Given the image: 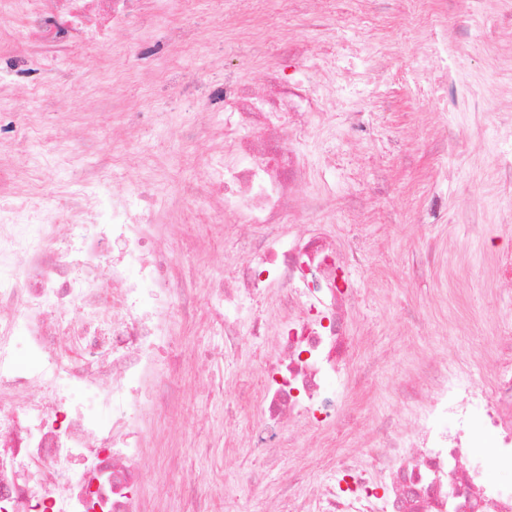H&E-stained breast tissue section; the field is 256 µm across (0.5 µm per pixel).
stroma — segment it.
<instances>
[{
    "mask_svg": "<svg viewBox=\"0 0 512 512\" xmlns=\"http://www.w3.org/2000/svg\"><path fill=\"white\" fill-rule=\"evenodd\" d=\"M182 25L204 51L178 59L167 81L135 62L132 76L144 93L120 103L95 83L107 57L32 66L0 50L4 109L39 112L42 125L61 135L57 101L78 102L79 121L100 131L97 153L122 155L113 186L137 172L140 156L151 155L169 170L157 187L168 200L205 179L209 151L183 148L153 113L191 123L194 86L223 82L230 66L261 83L277 62L282 33L263 27L260 55L245 44L214 41L219 19L207 0ZM287 31L306 47L301 64L336 58V105L312 132L313 178L299 193H329L336 234L359 233L366 250L352 270L359 298L350 329L353 365L368 373L340 389L352 423L301 434L273 466L239 446L244 420L260 402L258 389L232 391L221 401L196 369H184L176 406L143 451L142 493L158 512H183L187 472L219 488L212 512H267L282 503L285 479L296 472L306 477L300 493L327 481L332 462L370 440L366 422L406 413L400 387L420 364L468 365L476 385L488 388L499 329L512 323V288L500 274L512 263V0H418L409 8L402 0H336L332 20L307 0ZM31 84L43 85L46 98H26ZM120 104L143 119L132 138L117 144L112 127ZM274 349L271 339L247 336L233 359L211 369L230 385L240 378L254 383ZM240 465L265 486V498L237 486Z\"/></svg>",
    "mask_w": 512,
    "mask_h": 512,
    "instance_id": "35a3bbf8",
    "label": "stroma"
}]
</instances>
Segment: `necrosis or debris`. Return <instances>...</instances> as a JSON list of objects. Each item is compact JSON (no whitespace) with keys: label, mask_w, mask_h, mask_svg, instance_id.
<instances>
[{"label":"necrosis or debris","mask_w":512,"mask_h":512,"mask_svg":"<svg viewBox=\"0 0 512 512\" xmlns=\"http://www.w3.org/2000/svg\"><path fill=\"white\" fill-rule=\"evenodd\" d=\"M192 0H0V40L10 22L25 26L30 57L108 56L104 83L120 92L126 61L147 54L153 33L142 22L184 13ZM223 37L259 47L244 18L264 0H210ZM300 52L282 34L277 66L261 85L227 72L211 86L191 124L171 121L186 145L212 143L210 175L182 190L201 205L199 221L221 237L224 276L211 292L217 354L234 357L243 331L273 337L275 353L259 377L262 405L247 420L250 456H275L301 432H322L345 418L336 385L352 358L347 329L358 300L351 270L361 251L332 229L336 206L297 197L311 177L312 129L336 100V62L289 69ZM66 139L48 137L34 112L0 120V512H148L136 460L146 446L141 421L173 408L181 370L200 356L165 345L173 322L194 316L198 272L183 245L165 249L178 203H161L148 185L111 189L117 156L85 164L93 138L60 102ZM224 113L223 125L210 120ZM28 146L25 166L9 156ZM80 168L78 185L46 174ZM251 225L225 237V223ZM308 229L293 234L289 225ZM263 294L274 323L250 316ZM408 419L392 416L364 461L339 460L328 483L288 502V512H512V484L487 477L512 470V327L497 343L489 389L431 360L404 384ZM494 451L472 455L474 429ZM93 453V468L69 464Z\"/></svg>","instance_id":"obj_1"}]
</instances>
